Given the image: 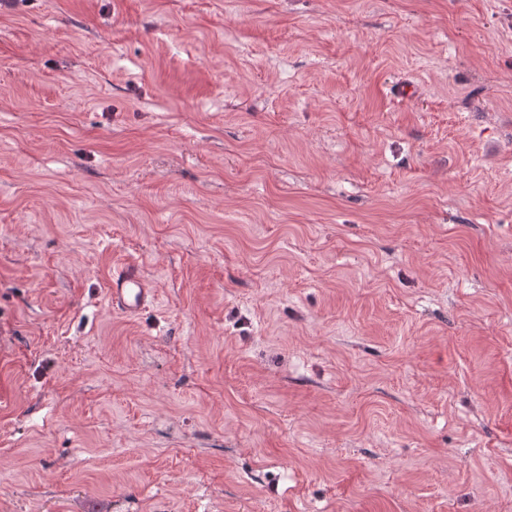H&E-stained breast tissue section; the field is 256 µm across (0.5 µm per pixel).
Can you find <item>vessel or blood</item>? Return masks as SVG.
Wrapping results in <instances>:
<instances>
[{"label":"vessel or blood","instance_id":"obj_1","mask_svg":"<svg viewBox=\"0 0 512 512\" xmlns=\"http://www.w3.org/2000/svg\"><path fill=\"white\" fill-rule=\"evenodd\" d=\"M107 300L114 310L135 315L156 301L139 259L127 256L115 262L108 282Z\"/></svg>","mask_w":512,"mask_h":512}]
</instances>
